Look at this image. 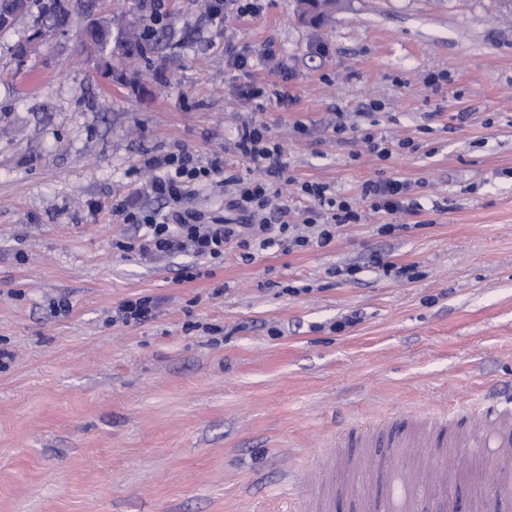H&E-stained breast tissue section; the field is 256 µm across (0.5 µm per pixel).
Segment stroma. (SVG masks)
I'll list each match as a JSON object with an SVG mask.
<instances>
[{
    "label": "stroma",
    "mask_w": 512,
    "mask_h": 512,
    "mask_svg": "<svg viewBox=\"0 0 512 512\" xmlns=\"http://www.w3.org/2000/svg\"><path fill=\"white\" fill-rule=\"evenodd\" d=\"M68 8L28 56L37 13L0 31V512H278L288 470L344 459L356 419L512 388V0H340L321 22L264 0L220 27L205 0H166L141 58L82 41L90 15L143 27L144 0ZM252 83L265 98L243 99ZM251 120L288 164L289 223L306 217L305 181L360 223L220 264L115 248L136 228L112 201L150 180L145 156L184 147L266 178L229 150ZM380 178L411 184L417 212L370 211L361 189ZM349 265L356 279L339 276ZM186 266L199 277L178 280ZM135 295L158 299L155 318L113 322Z\"/></svg>",
    "instance_id": "obj_1"
}]
</instances>
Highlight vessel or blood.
Here are the masks:
<instances>
[{"label":"vessel or blood","mask_w":512,"mask_h":512,"mask_svg":"<svg viewBox=\"0 0 512 512\" xmlns=\"http://www.w3.org/2000/svg\"><path fill=\"white\" fill-rule=\"evenodd\" d=\"M416 420L401 412L353 428L350 446L373 449L374 465L347 459L305 470V493L292 498L291 512H330L336 495L331 480L340 468L366 512H416L422 498L437 512H492V500L476 489L462 494L458 480L473 467V449L485 448L497 459L499 483H512V404L470 397L429 416L428 431H414Z\"/></svg>","instance_id":"1"}]
</instances>
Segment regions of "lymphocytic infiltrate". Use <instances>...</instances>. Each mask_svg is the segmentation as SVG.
<instances>
[{
  "label": "lymphocytic infiltrate",
  "mask_w": 512,
  "mask_h": 512,
  "mask_svg": "<svg viewBox=\"0 0 512 512\" xmlns=\"http://www.w3.org/2000/svg\"><path fill=\"white\" fill-rule=\"evenodd\" d=\"M231 149L243 159L264 165L268 179L244 177L228 170L221 158L205 161L185 148L144 158V166L157 172L147 193L160 201L161 206L157 209L139 206L132 194L113 200V216L138 229L134 236L116 241V248L136 252L148 260L190 250L220 263L229 249L239 250L242 257L248 258L254 249L273 245L289 252L314 245L323 247L335 238L341 227L360 220L357 208L347 199L332 195L326 184L304 182L300 185V195L310 203L305 226L300 229L287 222L288 207L271 184L272 179L283 178L287 165L279 144L273 141L265 124L243 123ZM219 176L231 191L228 207L237 216L233 219L215 216L206 224L199 212L187 206L185 199L190 186L209 183ZM409 191L406 181L382 178L367 181L362 195L374 212L392 214L412 209Z\"/></svg>",
  "instance_id": "lymphocytic-infiltrate-1"
}]
</instances>
